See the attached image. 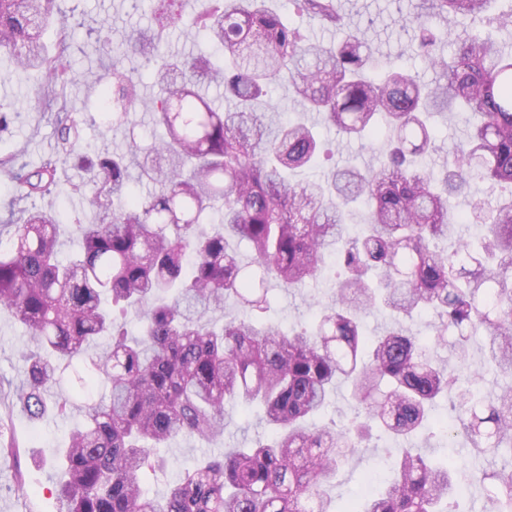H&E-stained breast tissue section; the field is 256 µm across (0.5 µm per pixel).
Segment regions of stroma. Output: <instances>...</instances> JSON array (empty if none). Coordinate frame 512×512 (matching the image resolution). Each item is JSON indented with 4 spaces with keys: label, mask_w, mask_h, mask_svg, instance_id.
<instances>
[{
    "label": "stroma",
    "mask_w": 512,
    "mask_h": 512,
    "mask_svg": "<svg viewBox=\"0 0 512 512\" xmlns=\"http://www.w3.org/2000/svg\"><path fill=\"white\" fill-rule=\"evenodd\" d=\"M150 0H140L130 7L128 0H57V15L68 22L71 43L70 63L79 72L80 81L69 87L66 95L72 111L83 113L84 146L99 152L126 150L131 140H152L155 128L148 113L134 114L135 125L128 128L112 124L110 110L100 102L104 78L111 67L96 41L95 28L106 26L113 45H121L134 29L147 27ZM420 0H340V11L352 27L365 30L366 37L380 59L418 73L424 80H434L436 73L416 51L412 35L395 23L398 13L417 11ZM0 112L14 114L9 130L0 132V153L18 155L21 161L38 164L57 149V134L51 113L45 112L40 95V76L35 72L11 70L7 56H0ZM305 120L319 125L324 139L334 150L333 163L351 162L362 168H374L386 149L384 140L355 141L343 139L334 129L323 126L317 113L308 112ZM79 170L73 165L59 168L61 191L40 200V207L57 211L65 230L61 235L63 256L78 250L79 241L71 232L74 223H88L91 214L81 197L68 194L69 183L77 181ZM332 283L329 278L309 282L302 290L288 293L273 289L269 320L288 329L310 320L314 302L328 301ZM27 345L24 328L7 318H0V435L15 438L16 453H0V512H60L54 488L57 477L49 459L54 449L63 447L72 428L81 420L78 410L68 418H49L31 424L11 401L13 389L25 376L21 357ZM265 431L259 412L243 405L229 406L227 426L221 441L198 439L172 442L164 453L169 459L166 474L148 476L150 493L164 494L178 471L208 454L236 448L244 439ZM399 454L397 445L386 438H372L347 461L335 481L327 487L334 502L342 503L358 495L366 473L389 478L391 466ZM24 478L25 493L15 489L17 478Z\"/></svg>",
    "instance_id": "1"
}]
</instances>
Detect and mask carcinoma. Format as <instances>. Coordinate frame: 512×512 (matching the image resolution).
<instances>
[{"label":"carcinoma","mask_w":512,"mask_h":512,"mask_svg":"<svg viewBox=\"0 0 512 512\" xmlns=\"http://www.w3.org/2000/svg\"><path fill=\"white\" fill-rule=\"evenodd\" d=\"M55 2L0 0V53L64 89L79 74L65 61L66 36L52 47L45 41ZM494 2L422 0L398 17L436 72L431 82L376 63L365 33L347 30L337 0H293L344 31L332 48L253 0H209L189 12L183 0H153V37L133 30L116 49L100 30L105 54L158 64V93L148 97L129 74L109 71L115 90L105 85L101 97L112 100V122L131 124L138 104L166 138L78 154L81 122L63 103L56 154L38 166L0 157V178L15 188L0 218L12 240L0 249V316L24 326L32 343L16 405L33 424L51 409L67 417L73 399H48L60 369L85 359L83 385L104 390L82 407L58 459L62 512H458L455 498L475 480L492 512H512V461L487 470L474 459L467 472L450 455L441 465L410 448L400 449L396 478L375 494L335 508L326 493L372 428L393 441L437 436L434 411L452 390L444 447L460 435L478 456L512 447V384L491 395L462 386L483 369L471 354L478 335L496 370L512 377V195L493 208L455 210L482 183L512 188V52L489 37H452L467 17L511 24L512 11L488 15ZM166 30L187 41L202 34L211 52L173 55L160 43ZM286 75L303 108L346 139L386 138L379 167L346 163L312 175L323 152L315 125L283 117L268 98ZM212 86L232 99L229 109L203 92ZM431 112H460L467 124L438 169L417 162L438 152ZM74 159L84 177L72 191L94 217L76 225L81 248L64 261L58 215L32 201ZM133 170L146 193L131 190ZM360 208L367 218L354 231ZM462 224L478 247L454 237ZM332 253L341 270L331 300L315 302L301 329L256 318L270 308V284L299 289L321 276ZM228 304L245 316L221 325L209 318ZM114 306L139 316V335L114 318ZM373 311L395 319L370 337L363 317ZM416 315L431 317V336L403 329L400 319ZM446 342L445 362L433 350ZM93 346L101 350L91 356ZM342 383L354 416L308 427ZM228 401L258 407L269 435L183 469L165 495H149L144 477L167 468L155 448L217 440Z\"/></svg>","instance_id":"1"}]
</instances>
